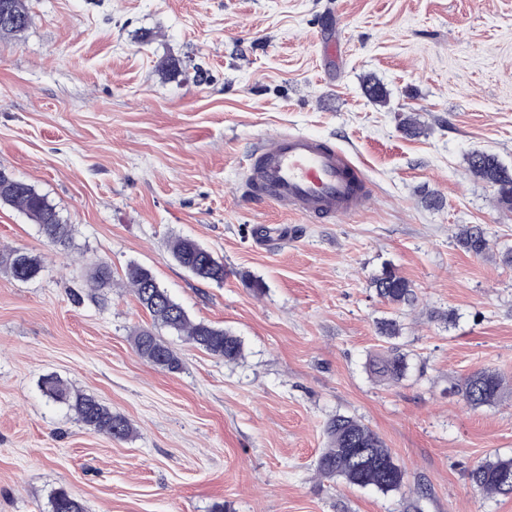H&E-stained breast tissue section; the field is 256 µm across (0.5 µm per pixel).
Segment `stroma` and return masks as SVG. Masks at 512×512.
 Returning a JSON list of instances; mask_svg holds the SVG:
<instances>
[{
  "label": "stroma",
  "instance_id": "obj_1",
  "mask_svg": "<svg viewBox=\"0 0 512 512\" xmlns=\"http://www.w3.org/2000/svg\"><path fill=\"white\" fill-rule=\"evenodd\" d=\"M32 25L0 38V167L57 207L72 238L51 246L0 205V255L47 267L21 283L0 267V512H48L65 488L87 512H512L467 471L512 455V210L467 170L475 150L512 166V0H26ZM388 103L366 95L367 79ZM416 114L420 136L401 120ZM340 146L372 202L327 223L257 204L246 160L265 136ZM438 195L440 205L427 203ZM463 224L495 252L459 248ZM187 237L224 264L222 283L173 260ZM111 285L91 286L96 264ZM137 263L195 321L240 336L226 363L176 341L159 371L132 334L152 325L126 281ZM393 265L417 295L399 343L412 369L374 378L369 286ZM263 280L262 293L245 285ZM452 310L456 324L438 313ZM497 372L506 392L468 409L454 383ZM53 374L135 428L113 441L43 395ZM374 430L405 468L403 492L318 477L336 413Z\"/></svg>",
  "mask_w": 512,
  "mask_h": 512
}]
</instances>
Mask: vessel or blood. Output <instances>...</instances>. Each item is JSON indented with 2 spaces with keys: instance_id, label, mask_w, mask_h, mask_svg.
I'll list each match as a JSON object with an SVG mask.
<instances>
[{
  "instance_id": "b4317fda",
  "label": "vessel or blood",
  "mask_w": 512,
  "mask_h": 512,
  "mask_svg": "<svg viewBox=\"0 0 512 512\" xmlns=\"http://www.w3.org/2000/svg\"><path fill=\"white\" fill-rule=\"evenodd\" d=\"M244 191L299 215L333 222L363 211L368 181L348 153L323 138L282 132L253 152Z\"/></svg>"
}]
</instances>
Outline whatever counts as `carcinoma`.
I'll return each instance as SVG.
<instances>
[{"mask_svg": "<svg viewBox=\"0 0 512 512\" xmlns=\"http://www.w3.org/2000/svg\"><path fill=\"white\" fill-rule=\"evenodd\" d=\"M32 24V16L25 0H0V36L16 37ZM470 174L489 184H501L497 191L498 203L512 209V169L507 170L497 156L474 151L467 157ZM0 202L23 211L53 246H64L71 238V225L62 221L56 206L28 182L0 169ZM457 244L475 257H484L493 251L492 240L481 224H464L456 234ZM174 261L204 281L224 279V265H211V252L196 241L178 238L172 242ZM11 276L21 282L36 279L44 271L43 261L19 249L0 258ZM127 279L139 304L149 313L153 323L184 338L206 353L235 363L243 357L244 345L240 337L229 330L217 328L204 321H193L184 308L160 288L151 269L133 264L127 270ZM378 297L396 310L411 307L416 293L411 281L395 268L384 266L369 280ZM378 335L388 344L385 354L373 359L371 372L379 379L398 382L410 369L406 354L394 339L401 334L399 322L383 318L377 322ZM137 355L157 369L177 373L182 360L177 351L150 329L138 330L133 338ZM41 390L50 400L74 412L77 420L88 429L110 440L125 441L134 429L124 415L112 411L94 395L68 387L55 375L41 380ZM504 382L491 370H480L463 378L457 384V393L463 403L478 409L501 401ZM327 446L316 459L317 474L328 480H342L350 486L371 487L383 494L400 492L407 482V472L398 464L391 449L379 435L355 417L336 413L324 424ZM470 486L486 495L512 494V456H489L468 471ZM50 512H86L84 504L64 489L53 491L49 499Z\"/></svg>", "mask_w": 512, "mask_h": 512, "instance_id": "obj_1", "label": "carcinoma"}]
</instances>
